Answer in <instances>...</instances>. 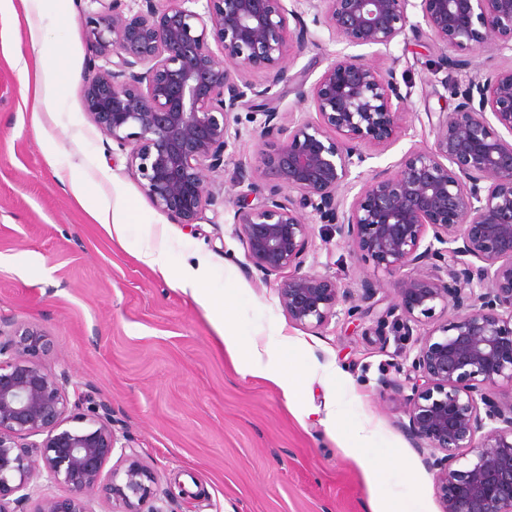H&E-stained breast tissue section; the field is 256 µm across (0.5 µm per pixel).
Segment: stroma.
Masks as SVG:
<instances>
[{"label": "stroma", "instance_id": "stroma-1", "mask_svg": "<svg viewBox=\"0 0 512 512\" xmlns=\"http://www.w3.org/2000/svg\"><path fill=\"white\" fill-rule=\"evenodd\" d=\"M89 7V0H66L49 13L38 0H16L14 14L0 13V42L32 63V35L61 41L68 66L84 76L89 50L79 18ZM309 33L291 49L270 106L304 112L294 76L306 73L312 83L335 56L358 55L393 68L410 94L405 124L361 165L363 179L395 173L412 151L433 144L430 113L456 105L436 62L455 50L425 37L385 48L347 45L322 26ZM460 55L469 62L455 74L460 81L512 65V47L499 41ZM52 94L48 110L33 111L23 74L0 53V320L47 331L48 370L68 374L111 408L116 430L139 447L160 491L172 492L170 512H365L374 491L391 506L441 512L433 475L384 386L405 378L394 346L360 336L341 317L318 330L295 325L280 305L277 279L244 268L232 175L238 162L260 161L259 125L248 108L239 109L240 138L212 177L224 203L190 227L151 205L125 154L85 112L78 87L59 85ZM105 208L123 224L121 236L99 223ZM148 241L162 248L166 272L140 260ZM312 255L315 271L351 294L372 279L395 286L393 277L374 276L371 261L329 226L315 224ZM200 263L210 270L206 293L226 301L243 341L280 348L284 373L301 381L296 401L266 379L239 373L209 311L177 288L182 270ZM335 403L342 412L332 430L323 418ZM361 429L372 434L365 453L385 461L373 490L349 454Z\"/></svg>", "mask_w": 512, "mask_h": 512}]
</instances>
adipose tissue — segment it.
<instances>
[{
	"instance_id": "obj_1",
	"label": "adipose tissue",
	"mask_w": 512,
	"mask_h": 512,
	"mask_svg": "<svg viewBox=\"0 0 512 512\" xmlns=\"http://www.w3.org/2000/svg\"><path fill=\"white\" fill-rule=\"evenodd\" d=\"M33 49L37 58L42 61L41 66L34 73L33 98L35 106L39 107L44 102L45 94L49 93L53 86L72 84L76 75L58 61L49 66L45 65V58L52 55L55 50L54 44L50 41L44 39L37 41L34 43ZM212 325L224 345L233 354L235 365L240 373L272 381L282 389L286 397H295L297 387L284 378L281 370L280 351L277 347L271 345L262 347L255 343L242 344L239 335L232 329L224 310H215Z\"/></svg>"
}]
</instances>
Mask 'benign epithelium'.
<instances>
[{
  "instance_id": "benign-epithelium-1",
  "label": "benign epithelium",
  "mask_w": 512,
  "mask_h": 512,
  "mask_svg": "<svg viewBox=\"0 0 512 512\" xmlns=\"http://www.w3.org/2000/svg\"><path fill=\"white\" fill-rule=\"evenodd\" d=\"M302 1L313 24L351 46L387 48L410 34L460 51L512 42V0H420L416 23L411 0H90L100 8L79 19L90 51L85 111L153 207L192 225L219 202L210 175L239 136L236 111L254 107L261 165L239 163L234 179L246 188L234 224L247 265L280 279L294 324L321 329L347 303L356 330L410 362L411 393L386 385L434 473L441 512H512V140L492 125L512 135V66L452 84L457 104L438 113L433 146L348 202L339 190L358 180L360 146L395 139L408 95L393 70L344 54L307 91L296 76L316 117L262 107L269 88L247 74L282 80L292 44L308 39ZM269 175L276 184H264ZM315 216L374 273L396 278V302L370 283L354 299L307 266ZM450 308L455 319L424 326ZM52 347L37 325L0 327V512H91L100 492L112 512H166L154 469L117 434L111 410L48 371ZM42 478L69 494H45Z\"/></svg>"
}]
</instances>
